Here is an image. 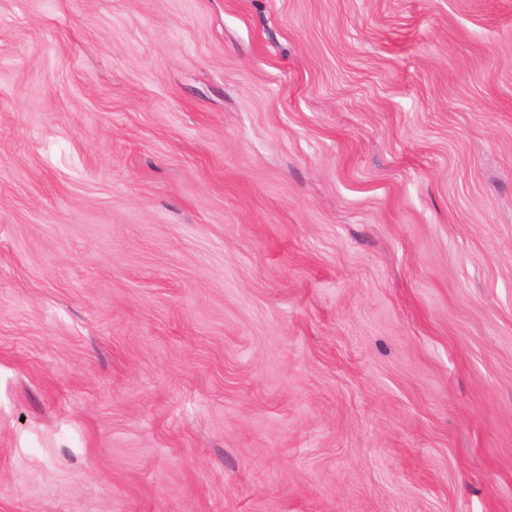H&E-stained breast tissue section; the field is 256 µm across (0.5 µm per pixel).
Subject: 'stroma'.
<instances>
[{"instance_id":"stroma-1","label":"stroma","mask_w":512,"mask_h":512,"mask_svg":"<svg viewBox=\"0 0 512 512\" xmlns=\"http://www.w3.org/2000/svg\"><path fill=\"white\" fill-rule=\"evenodd\" d=\"M0 512H512V0H0Z\"/></svg>"}]
</instances>
